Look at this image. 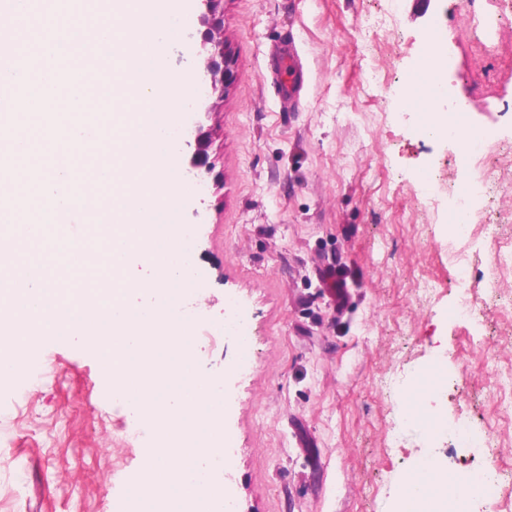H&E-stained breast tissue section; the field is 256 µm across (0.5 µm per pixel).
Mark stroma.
Masks as SVG:
<instances>
[{"label":"stroma","instance_id":"35a3bbf8","mask_svg":"<svg viewBox=\"0 0 512 512\" xmlns=\"http://www.w3.org/2000/svg\"><path fill=\"white\" fill-rule=\"evenodd\" d=\"M384 0H223L224 38L237 80L209 116L214 185L182 180L174 211L196 224L195 294L208 318L236 295L249 344L199 346L197 370H232L223 432L234 448L213 482L237 512H396L423 458L454 476L484 455L449 439L460 422L512 450V417L494 413L497 380L512 378V272L488 285L495 249L512 245V26L484 46L471 14L486 0H399L396 24L361 32ZM183 20L161 37L165 66L196 77L201 27L196 0H172ZM452 54L456 98L479 125L497 129L479 166L458 167V144L415 135L416 112L396 106L403 74L424 53L432 26ZM303 64L295 104L274 92L281 52ZM379 71L383 82L369 87ZM448 185L494 182L490 220L466 243L473 322L449 318L457 288L448 226L417 205L421 175ZM346 276L336 308L320 266ZM434 283L430 296L416 284ZM482 337L473 350L469 336ZM251 356L252 372L233 368ZM47 378L0 388V512H141L137 481L163 433L112 399L110 374L80 341L46 342ZM439 367L450 386L435 385ZM432 386L426 415L410 404ZM142 438L128 441L124 430Z\"/></svg>","mask_w":512,"mask_h":512}]
</instances>
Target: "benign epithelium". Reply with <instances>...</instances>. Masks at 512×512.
I'll use <instances>...</instances> for the list:
<instances>
[{
    "mask_svg": "<svg viewBox=\"0 0 512 512\" xmlns=\"http://www.w3.org/2000/svg\"><path fill=\"white\" fill-rule=\"evenodd\" d=\"M205 11L199 17L201 31V47L205 51L203 67L197 84L202 86L200 99L214 94H223L224 89L236 80L235 64L224 50V19L220 16L219 7L222 0H200ZM212 133L201 123H195L190 138L183 141L188 155L186 175L201 182L212 167L208 162V150Z\"/></svg>",
    "mask_w": 512,
    "mask_h": 512,
    "instance_id": "benign-epithelium-1",
    "label": "benign epithelium"
}]
</instances>
